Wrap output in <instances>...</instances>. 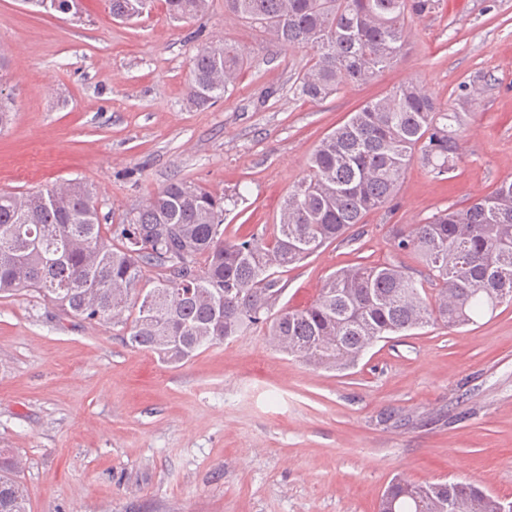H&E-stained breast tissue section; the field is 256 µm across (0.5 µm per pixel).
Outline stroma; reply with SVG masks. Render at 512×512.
<instances>
[{"label": "stroma", "instance_id": "obj_1", "mask_svg": "<svg viewBox=\"0 0 512 512\" xmlns=\"http://www.w3.org/2000/svg\"><path fill=\"white\" fill-rule=\"evenodd\" d=\"M81 21L0 0V88L16 116L0 134V192L87 183L120 223L172 177L237 194L226 235L276 221L319 140L408 79L453 102L460 155L442 181L412 163L395 199L352 242H333L283 278L289 307L313 302L358 262L426 269L391 230L512 179V0H441L410 21V50L374 82L310 102L290 87L308 52L208 11L173 22L164 0L130 23L105 0ZM246 64L215 105L184 102L190 61L212 40ZM122 326L60 316L32 292L0 298V448L20 461L28 512H377L389 480L470 481L512 501V304L478 325H434L378 342L344 373L268 347L262 332L174 367L126 343Z\"/></svg>", "mask_w": 512, "mask_h": 512}]
</instances>
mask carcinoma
<instances>
[{
    "instance_id": "carcinoma-1",
    "label": "carcinoma",
    "mask_w": 512,
    "mask_h": 512,
    "mask_svg": "<svg viewBox=\"0 0 512 512\" xmlns=\"http://www.w3.org/2000/svg\"><path fill=\"white\" fill-rule=\"evenodd\" d=\"M35 12L81 19L82 0H23ZM142 0H107L110 16H143ZM439 0H224V13L258 24L277 43L312 52L290 87L322 100L359 86L408 53L407 20ZM209 0H167L173 20L206 12ZM244 57L212 41L192 58L185 96L197 108L224 98ZM480 93L459 86L456 108L417 80L367 102L312 151L306 174L288 190L272 228L224 235L225 197L184 178L170 180L119 224H104L79 180L25 193H0V296L31 291L64 317L128 325L127 341L179 364L198 351L257 329L276 351L316 368H354L375 343L439 322L477 323L512 304V180L465 205L451 204L420 224L393 230L395 248L428 273L419 283L402 267L356 263L331 274L317 298L289 308L282 273L397 195L417 160L435 177L456 169L459 113ZM158 270L151 279L147 272ZM432 293L425 295L426 288ZM134 310L132 320L125 313ZM19 461L0 448V512H28ZM501 512L508 502L466 482L394 477L378 512Z\"/></svg>"
}]
</instances>
